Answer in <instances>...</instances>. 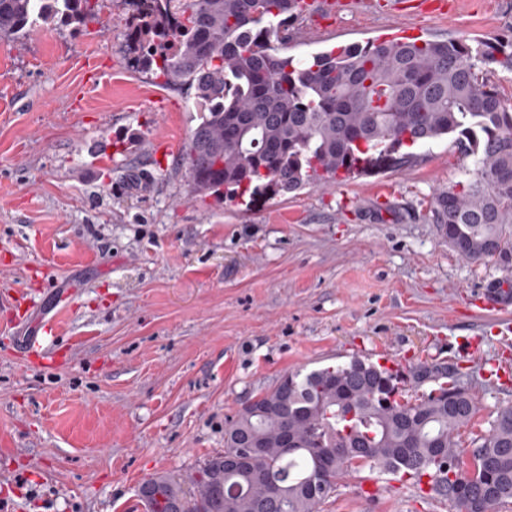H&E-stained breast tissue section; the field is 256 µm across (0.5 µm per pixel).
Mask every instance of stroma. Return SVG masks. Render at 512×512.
Instances as JSON below:
<instances>
[{"instance_id":"35a3bbf8","label":"stroma","mask_w":512,"mask_h":512,"mask_svg":"<svg viewBox=\"0 0 512 512\" xmlns=\"http://www.w3.org/2000/svg\"><path fill=\"white\" fill-rule=\"evenodd\" d=\"M388 2L380 14L350 0L333 26L296 17L278 53L391 37L477 49L512 32V0L477 12L453 0L431 20ZM128 10L100 0L87 28L0 38V512H142V480L222 451L248 397L355 359L460 366L478 406L459 438L469 447L512 405V379L494 375L512 358V307L482 303L502 271L457 254L434 208L470 159L448 136L415 146L410 164L246 208L200 194L181 155L157 148L186 143L195 90L137 67ZM361 473L375 503L347 475L323 512H450L410 480Z\"/></svg>"}]
</instances>
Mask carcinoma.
Wrapping results in <instances>:
<instances>
[{
	"label": "carcinoma",
	"instance_id": "cac0c4a2",
	"mask_svg": "<svg viewBox=\"0 0 512 512\" xmlns=\"http://www.w3.org/2000/svg\"><path fill=\"white\" fill-rule=\"evenodd\" d=\"M67 20L98 18V0H60ZM144 36L128 49L172 85L189 84L201 105L183 159L195 190L217 199L293 192L342 171L360 174L380 159L454 136L473 159L465 182L435 200L448 245L464 258L490 257L512 285V103L481 65L512 40L480 53L460 40L366 42L294 61L275 43L297 17L296 0H146ZM39 0H0V37L44 24ZM445 365L420 362L416 384L445 378ZM404 377L353 360L306 375L281 376L246 401L224 430V451L185 478L151 476L138 497L145 512H321L337 479L369 465L421 484L428 479L454 512H495L512 499V406L460 447L477 410L461 385L415 401ZM243 463L224 470V457Z\"/></svg>",
	"mask_w": 512,
	"mask_h": 512
}]
</instances>
